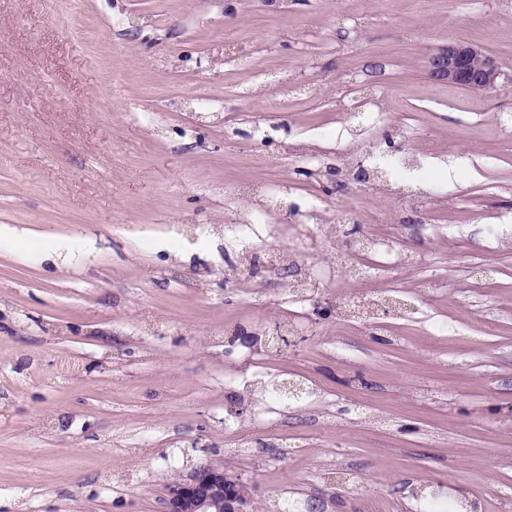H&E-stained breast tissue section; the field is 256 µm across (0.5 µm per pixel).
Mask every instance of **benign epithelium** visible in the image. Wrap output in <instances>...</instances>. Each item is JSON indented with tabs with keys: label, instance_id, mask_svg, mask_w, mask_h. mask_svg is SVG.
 Segmentation results:
<instances>
[{
	"label": "benign epithelium",
	"instance_id": "benign-epithelium-1",
	"mask_svg": "<svg viewBox=\"0 0 512 512\" xmlns=\"http://www.w3.org/2000/svg\"><path fill=\"white\" fill-rule=\"evenodd\" d=\"M427 72L433 79L475 91L490 90L503 77L492 55L455 38L429 56ZM240 484V478L226 474L224 464L207 461L169 485L164 512H245L247 499L237 492Z\"/></svg>",
	"mask_w": 512,
	"mask_h": 512
}]
</instances>
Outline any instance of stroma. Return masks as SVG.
<instances>
[{"label": "stroma", "instance_id": "obj_1", "mask_svg": "<svg viewBox=\"0 0 512 512\" xmlns=\"http://www.w3.org/2000/svg\"><path fill=\"white\" fill-rule=\"evenodd\" d=\"M504 3L0 0V512H163L205 460L247 512H512V83L426 69L512 75ZM238 223L267 273L228 291ZM370 227L405 262L346 268ZM427 68L433 79L475 91L493 89L504 75L492 55L476 44L455 38L429 56Z\"/></svg>", "mask_w": 512, "mask_h": 512}]
</instances>
